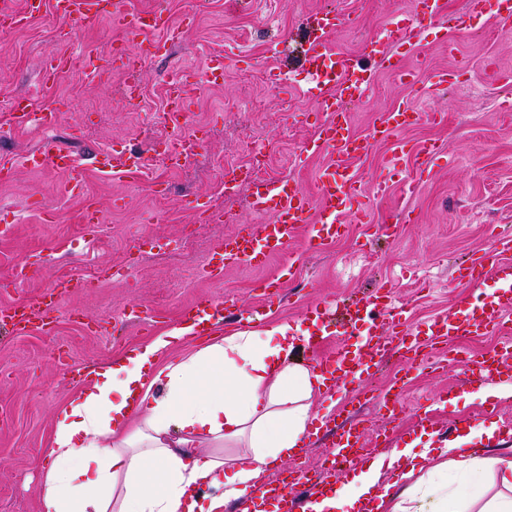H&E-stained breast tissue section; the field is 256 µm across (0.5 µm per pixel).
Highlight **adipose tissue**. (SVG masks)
<instances>
[{"instance_id":"adipose-tissue-1","label":"adipose tissue","mask_w":512,"mask_h":512,"mask_svg":"<svg viewBox=\"0 0 512 512\" xmlns=\"http://www.w3.org/2000/svg\"><path fill=\"white\" fill-rule=\"evenodd\" d=\"M182 326L91 369L57 412L41 512H224L309 437L326 382L291 363L300 338L281 322L239 330L168 360ZM471 435L439 452L395 456L399 493L380 469L327 494L313 512H512V448L474 455Z\"/></svg>"}]
</instances>
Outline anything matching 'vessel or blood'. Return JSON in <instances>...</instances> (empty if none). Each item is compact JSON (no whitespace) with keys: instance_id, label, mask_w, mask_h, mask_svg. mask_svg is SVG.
Instances as JSON below:
<instances>
[{"instance_id":"b4317fda","label":"vessel or blood","mask_w":512,"mask_h":512,"mask_svg":"<svg viewBox=\"0 0 512 512\" xmlns=\"http://www.w3.org/2000/svg\"><path fill=\"white\" fill-rule=\"evenodd\" d=\"M41 7L42 0H25V6L20 11L1 5L0 29L17 30L24 27L30 16L38 13ZM55 9L58 16L64 19L75 16L91 19L100 13H108L113 25L120 28L142 53L153 58L166 54L172 42L184 32L183 27L169 25L163 10L134 12L129 9L127 0H55ZM439 13V0H418L413 17L394 19L381 33L372 37L367 46L372 54L380 56L386 47L414 43L422 22L434 20ZM342 23L343 18L336 11L317 12L311 21L312 32L304 50L305 63L309 69L319 73V105L330 119L319 127L303 150L307 153L333 151L337 155L335 164L321 171L318 192L313 196L288 179L255 183L252 208L257 214L266 216V223L243 226L235 235L226 237L203 267L204 278H222L225 269L231 267L263 264L299 236L303 237L310 251L320 250L327 241L339 236L344 215L354 209L359 199V185L350 163L369 154L375 142L391 143L392 158L396 161L407 153L424 160L437 156L435 144L417 143L408 148L399 139V130L414 125L419 119L417 108L407 103L375 121L370 134L358 136L352 133L347 104L368 92L373 75L369 72L358 74L352 57L329 49L328 38ZM167 85L171 93L167 120L176 137L169 141L163 160L175 166L180 160L198 152L203 133L185 130L187 101L180 73L170 74ZM11 109L15 128L24 129L36 123L50 130L56 125L55 113L34 111L29 98H15ZM27 162L34 168H53L65 172L70 191L76 194L83 192L86 181L83 164L75 153L62 147L55 138H46L36 151L28 155ZM99 165L129 176L139 172L137 163L124 150L101 154ZM491 237V246L480 260L459 266L456 278L468 284L494 282L492 292L480 300L461 299L458 303L459 316L433 318L427 325L425 336L414 335L406 327L388 336L377 335L371 330L357 350L339 349L329 356L316 358V367L329 375L333 388L354 385V399L358 405L376 401L389 416H397L395 394L388 391L373 394L367 387L368 380L375 368L396 355L404 357L410 368H417L423 351L436 344L447 350L449 361L460 364L465 377L474 378L479 385L512 380V355L504 350L493 349L464 356L454 345L455 338L459 336L512 331V232L496 226L491 231ZM89 285V280L82 277L56 281L35 305L24 306L19 312L12 308L1 309L0 326L14 331L33 326L47 329L60 311L63 297L71 290ZM290 285V279L280 274L260 282V295L266 302L272 303L280 300ZM224 309L223 302L203 294L187 308L184 318L192 326L194 335L210 336L218 333L224 319ZM374 310L385 317L395 318L396 306L385 289H377L353 302L350 320L354 323L361 321L364 314ZM364 435L363 422L356 413H347L341 426L330 434L331 449L327 454V466L312 469L301 462L276 469L272 478L266 480L259 490L236 504L235 512H268L267 505L272 501L277 504L275 512H307V503L326 490L336 476L337 466H354L366 455L385 450V432H377L369 443L365 442ZM288 486L293 489L289 495L284 492Z\"/></svg>"}]
</instances>
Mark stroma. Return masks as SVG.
I'll return each instance as SVG.
<instances>
[{
  "label": "stroma",
  "mask_w": 512,
  "mask_h": 512,
  "mask_svg": "<svg viewBox=\"0 0 512 512\" xmlns=\"http://www.w3.org/2000/svg\"><path fill=\"white\" fill-rule=\"evenodd\" d=\"M411 2L129 0L133 10L160 8L175 21L190 8L197 17L169 58L142 63V98L136 106L125 102L119 72L93 77L85 69L87 57L108 55L125 39L109 17L63 21L48 6L24 28L0 32V160L12 167L11 177L0 179V226L12 227L8 236H0V307L30 303L51 282L75 274L93 281L91 288L63 298L50 333L0 330V512H40L41 475L51 462L48 436L74 388L62 358L88 368L111 360L153 333L179 326L184 306L199 295L234 298L245 330L285 321L306 336L326 326L329 334L317 353L299 348L290 356L308 365L313 355L358 347L361 335L337 327L338 310L378 287L391 290L416 329L434 316L453 313L459 298L492 291L490 281L458 285L454 271L490 247L491 226H512V110L506 108L512 103V83L497 78L512 73V32L500 22L496 0H485L483 12L468 20V34H457L454 20L466 0H440L439 20L424 22L415 45L400 50L422 80L412 87L363 56L367 40L408 12ZM321 10L345 16L329 38L330 47L375 71L368 95L348 106L352 131L368 133L375 118L409 101L444 117L438 123L420 121L404 130L401 140H428L441 152L419 167L421 178L411 186L405 174L417 168L414 163L401 160L398 174L388 175L389 147L376 144L351 163L370 225L358 224L351 212L345 218L346 236L319 251H306L299 238L286 255L263 267L228 269L220 280L202 278L200 267L237 224L197 223L187 202L206 197L236 213L238 223H263L252 210L251 188L228 197L221 181L224 168L247 162L255 133L273 143L263 173L267 179L288 178L312 192L319 171L336 159L332 153L301 152L325 118L300 59L301 21ZM217 52L225 55L224 82L212 86L204 70L209 55ZM50 54L70 56L71 64L45 86L39 70ZM174 66L187 73L189 124L205 127L207 140L198 155L172 171L159 157L170 132L156 117L166 110L164 82ZM442 72L448 75L447 89L433 88V77ZM18 96L31 97L36 109L55 112L57 124L50 133L62 145L77 151L141 148L147 156L141 177L91 166L84 193H69L64 173L24 163V155L37 149L48 132L36 125L13 127L10 102ZM384 176L390 189L378 200L369 189ZM88 200L104 217L94 239L85 236L81 222ZM395 206L411 211L412 220L385 229L379 219ZM287 265L295 270L291 290L280 302L266 305L258 281ZM320 302L328 306L327 315L316 322L306 318V310ZM134 304L161 312L164 321L150 331L136 326L126 314ZM432 358L435 367L412 372L399 419L385 420L372 404L359 410V418L369 431L385 428L389 451L398 452L419 436L413 411L422 405L436 417L430 428L434 443H442L452 427L473 435L476 452H489L493 443L484 434L489 422L482 412L493 405L497 422L510 420L512 398L474 391L458 365L444 364L442 349H435ZM445 389L453 398L438 403Z\"/></svg>",
  "instance_id": "35a3bbf8"
}]
</instances>
